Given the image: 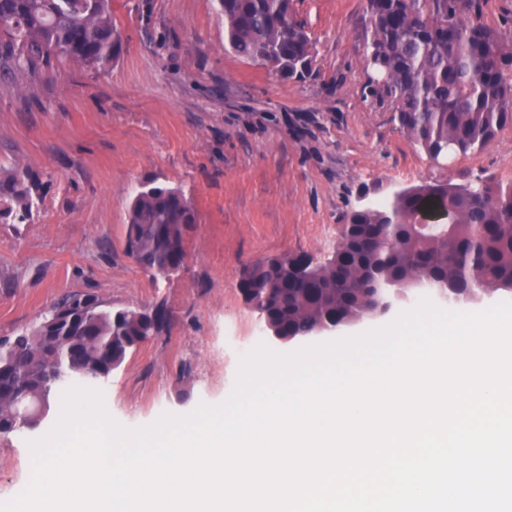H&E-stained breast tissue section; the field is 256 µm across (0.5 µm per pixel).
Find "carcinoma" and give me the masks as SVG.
I'll return each instance as SVG.
<instances>
[{
    "instance_id": "obj_1",
    "label": "carcinoma",
    "mask_w": 512,
    "mask_h": 512,
    "mask_svg": "<svg viewBox=\"0 0 512 512\" xmlns=\"http://www.w3.org/2000/svg\"><path fill=\"white\" fill-rule=\"evenodd\" d=\"M480 0H367L363 59L380 79L368 94L389 104L408 136L432 160L484 148L512 123V37L487 27ZM224 40L237 55L288 77L312 72L313 44L292 0H217ZM121 32L111 0H0V69L35 73L55 60L97 71L114 60ZM37 181L26 168L0 172V222L25 223ZM446 214L445 223L423 222ZM178 187L149 180L134 193L127 249L159 279L178 255L168 240L195 223ZM336 262L308 278L279 256L245 266L238 290H248L261 320L286 336L314 335L371 314L380 288L416 280L460 293H512V184L489 180L464 187L424 184L403 189L371 210H354L342 225ZM75 316L62 343L42 324L0 344V438L24 432L8 411L12 393L54 400L63 380L95 384L99 367L123 362L148 340L158 314L105 309L92 294H67L48 311Z\"/></svg>"
}]
</instances>
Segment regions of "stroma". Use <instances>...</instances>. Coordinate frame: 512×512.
I'll use <instances>...</instances> for the list:
<instances>
[{
  "instance_id": "obj_1",
  "label": "stroma",
  "mask_w": 512,
  "mask_h": 512,
  "mask_svg": "<svg viewBox=\"0 0 512 512\" xmlns=\"http://www.w3.org/2000/svg\"><path fill=\"white\" fill-rule=\"evenodd\" d=\"M366 4L293 0L314 46L305 79L236 56L216 0H112L124 44L102 69L0 70V166L39 180L28 223H0V338L71 293L160 312L159 331L99 391L124 427L183 418L230 397L254 345L261 320L236 287L251 261L325 262L365 188L380 201L388 184H511L512 124L435 162L366 98ZM146 180L181 188L196 214L182 270L158 282L126 246ZM53 427L0 439V503L27 487L31 445Z\"/></svg>"
}]
</instances>
